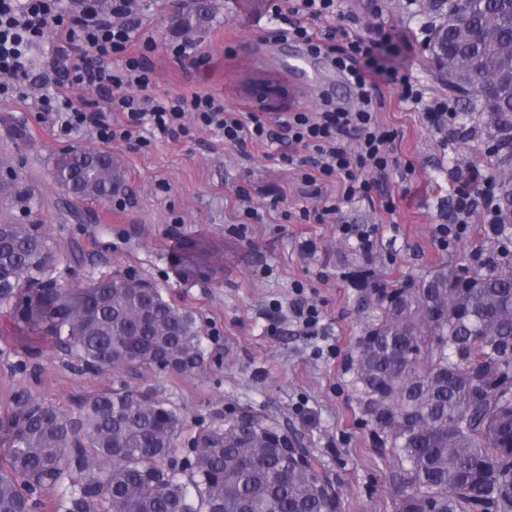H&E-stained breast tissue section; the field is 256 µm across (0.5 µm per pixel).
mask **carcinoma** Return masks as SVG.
I'll use <instances>...</instances> for the list:
<instances>
[{"label": "carcinoma", "instance_id": "obj_1", "mask_svg": "<svg viewBox=\"0 0 512 512\" xmlns=\"http://www.w3.org/2000/svg\"><path fill=\"white\" fill-rule=\"evenodd\" d=\"M214 17V0H193L175 30L201 33ZM466 21L472 37L448 51L482 73L512 66L509 0H472ZM495 116L512 127V92ZM51 178L78 220L75 204L124 186L102 149L61 151ZM33 202L15 174L0 175V305L23 333L49 338L82 374L204 368L199 319L152 283L114 273L64 284L44 225L16 218ZM211 253L187 243L176 274L202 272ZM364 291L377 318L353 345L357 383L399 463L396 512H512V265L443 268L408 285L372 280ZM181 424L176 407L126 384L85 399L76 416L21 395L0 417V512H37L57 488L56 512H338L336 482L269 418L242 411L192 438L193 457L179 459Z\"/></svg>", "mask_w": 512, "mask_h": 512}]
</instances>
